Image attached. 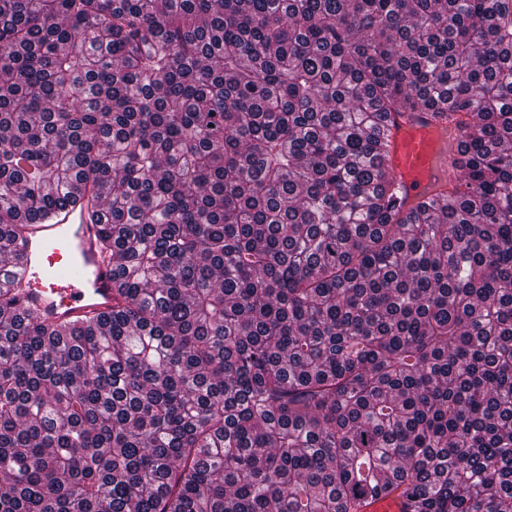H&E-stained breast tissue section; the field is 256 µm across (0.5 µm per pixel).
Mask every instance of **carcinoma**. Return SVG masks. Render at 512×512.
Wrapping results in <instances>:
<instances>
[{"label": "carcinoma", "mask_w": 512, "mask_h": 512, "mask_svg": "<svg viewBox=\"0 0 512 512\" xmlns=\"http://www.w3.org/2000/svg\"><path fill=\"white\" fill-rule=\"evenodd\" d=\"M508 143L512 0H0V282L78 180L112 257L97 318L0 288V512H512ZM388 163L400 185L403 210L436 197L449 181L448 161L458 157L460 132L431 112H390L386 121ZM406 500L393 493L388 497L369 498L363 503L360 512H406Z\"/></svg>", "instance_id": "1"}]
</instances>
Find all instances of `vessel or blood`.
Returning <instances> with one entry per match:
<instances>
[{
	"label": "vessel or blood",
	"instance_id": "1",
	"mask_svg": "<svg viewBox=\"0 0 512 512\" xmlns=\"http://www.w3.org/2000/svg\"><path fill=\"white\" fill-rule=\"evenodd\" d=\"M386 131L388 163L404 209L443 192L459 130L416 111L390 113ZM16 246L21 259L12 274L29 283L22 307L56 322L111 310L112 266L100 256L97 226L81 221L73 206L57 209L48 223L28 225ZM361 512H406V500L396 493L371 498Z\"/></svg>",
	"mask_w": 512,
	"mask_h": 512
}]
</instances>
